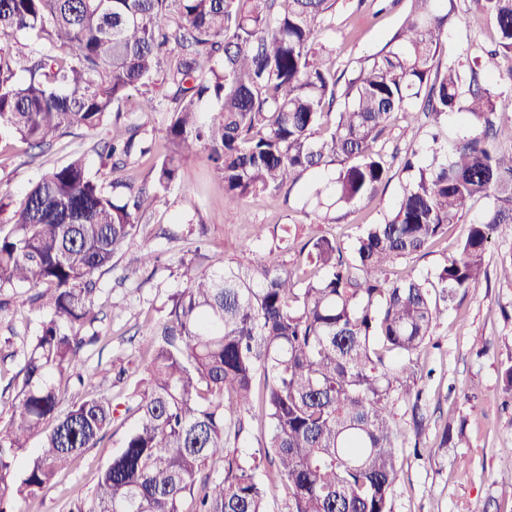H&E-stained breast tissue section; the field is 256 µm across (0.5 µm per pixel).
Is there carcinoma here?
I'll return each mask as SVG.
<instances>
[{
  "mask_svg": "<svg viewBox=\"0 0 512 512\" xmlns=\"http://www.w3.org/2000/svg\"><path fill=\"white\" fill-rule=\"evenodd\" d=\"M384 47L355 61L343 90L316 51L339 0H0V135L35 148L112 121L101 157L112 192L81 156L45 173L0 220V313L26 286L37 326L22 366L0 390V512L41 498L59 471L133 419L121 449L68 512H267L261 462L229 451L242 413L259 404L264 447L288 482V512H391L402 433L399 400L420 407L416 356L433 340L440 305L489 279L492 236L512 226V147L495 145L502 102L478 59L446 70L437 58L455 0H408ZM493 23L490 57H512V0H473ZM161 84L174 108L159 128L125 121L133 91ZM452 112L475 132L432 149L391 215L358 237L352 259L335 238L293 247L321 271L301 278L271 261L233 265L197 252L186 286L153 331L143 377L124 402L84 392L82 357L101 341L103 274L145 233L149 208L177 183L182 162L207 152L231 219L239 202L290 194L307 173L333 169L313 191L333 204L305 213L333 224L390 179L381 141L398 116L438 124ZM166 151L136 183L124 173ZM457 255L433 278L396 277V260L423 253L479 202ZM465 420L448 423L456 448ZM40 439L26 466L17 460ZM224 462L210 485L208 461Z\"/></svg>",
  "mask_w": 512,
  "mask_h": 512,
  "instance_id": "carcinoma-1",
  "label": "carcinoma"
}]
</instances>
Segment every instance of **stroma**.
<instances>
[{"mask_svg":"<svg viewBox=\"0 0 512 512\" xmlns=\"http://www.w3.org/2000/svg\"><path fill=\"white\" fill-rule=\"evenodd\" d=\"M408 8L406 0H342L320 36L331 53L336 74L348 79L356 59L379 51L398 28ZM458 19L450 24L438 60L441 67L465 57L483 55L495 38L494 28L476 13L471 0H457ZM491 87L505 103L499 114L501 142L512 144V61L498 59L489 65ZM469 121L452 114L438 130L400 121L385 135L386 151L419 150L429 156L433 143L453 144L470 135ZM111 127L94 132L77 131L57 141L51 149L30 148L19 137H0V202L16 206L29 188L49 169L65 163L71 154L86 157L88 170L104 187L112 176L101 167L95 147L111 135ZM408 176L393 163L391 178L374 196L356 208L337 209L333 224H312L298 213V194L263 197L248 201L249 221L226 222L231 204L224 186L213 173L205 154L184 161L177 185L167 203L146 215L150 228L172 231V238L136 237L126 255L101 278L102 309L98 324L103 339L89 347L84 369L97 389L113 396L130 395L141 377L140 350L152 324L164 315L171 294L185 285L184 271L198 246L232 263H254L270 256L288 270L301 272L304 260L288 247L291 238L305 241L322 235L336 237L344 254H351L356 239L370 224L389 215ZM194 202L202 227L187 225L186 202ZM263 225L254 237V225ZM468 222L452 224L448 234L427 253L396 262L399 276L423 277L433 273L454 255L467 234ZM153 249L161 261L143 267L135 258ZM435 346L420 354L423 377L422 432H415L412 406L401 401L395 418L403 430L405 448L391 491L392 512H512V493L501 486L512 473V397L503 390L501 366L512 357V284L490 280L467 294L457 295L439 315L434 330ZM123 379H116L118 369ZM466 420V437L458 448H439L438 437L447 423ZM121 433L108 434L98 447L86 449L72 468L62 473L51 491L31 503L27 512H65L75 491L90 492L98 471L121 446ZM470 464L467 479L456 474L457 458Z\"/></svg>","mask_w":512,"mask_h":512,"instance_id":"1","label":"stroma"}]
</instances>
